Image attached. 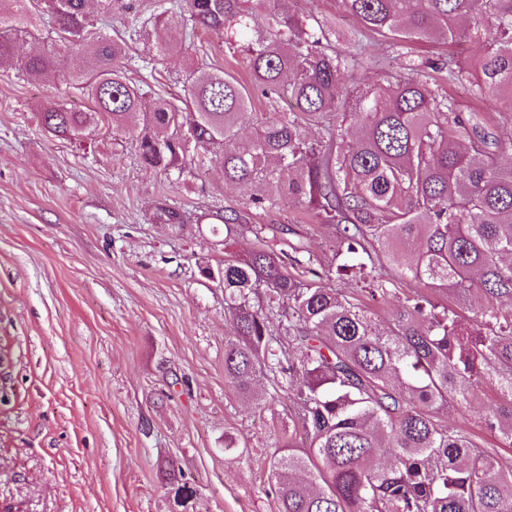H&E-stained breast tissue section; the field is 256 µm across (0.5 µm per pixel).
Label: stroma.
<instances>
[{
  "mask_svg": "<svg viewBox=\"0 0 512 512\" xmlns=\"http://www.w3.org/2000/svg\"><path fill=\"white\" fill-rule=\"evenodd\" d=\"M289 7L343 34L361 27L344 0ZM32 46L17 42L0 65V512H174L173 476L196 489L194 512H277L268 466L297 440L292 402L268 380L257 406L225 379L231 323L203 273L225 254L246 258L252 235L227 241L197 221L250 189L227 187L214 162L187 185L147 172L134 138L102 127L80 144L49 136L41 105L89 101L71 85L76 54L49 80L28 79ZM362 52L363 87L405 64L369 31ZM192 61L249 79L241 52L202 32L158 60L157 98H183ZM161 202L191 223H152ZM255 221L288 227L316 271L335 254V236L297 202Z\"/></svg>",
  "mask_w": 512,
  "mask_h": 512,
  "instance_id": "1",
  "label": "stroma"
}]
</instances>
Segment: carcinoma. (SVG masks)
<instances>
[{
	"mask_svg": "<svg viewBox=\"0 0 512 512\" xmlns=\"http://www.w3.org/2000/svg\"><path fill=\"white\" fill-rule=\"evenodd\" d=\"M93 2L105 16L123 0H0L1 61L21 35L53 46L25 59L33 81L51 77L62 51L84 58L71 84L92 108L41 106L47 133L78 140L102 119L114 136L136 134L146 170H175L185 184L216 159L224 183L263 187L211 214L224 241L249 228L252 210L294 200L333 230L337 255L357 260L326 272L351 278L352 288L304 281L292 271L314 255L300 242L276 249L278 228L256 225L247 259L207 270L235 329L224 340L225 378L260 403V379L279 378L295 400L293 428L306 444L270 460L278 512H512V467L438 417L450 405L470 408L475 390L493 381L499 399L476 413L512 447V160L502 163L512 121L487 126L482 110L434 77L477 84L488 107L512 103V0H345L400 57L409 41L485 43L469 61L411 59L359 88L348 85L357 55L337 49L336 30L292 12L288 0H183L189 36L230 32L251 86L196 67L184 106L160 101L149 111L127 78L134 63L121 42L97 31ZM168 4L156 0L143 22L157 58L182 50L167 36ZM256 92L296 109L254 112ZM349 119L360 130L354 142L344 136ZM246 127L249 139L240 136ZM152 221L181 226L186 217L161 204ZM394 298L385 327L363 303Z\"/></svg>",
	"mask_w": 512,
	"mask_h": 512,
	"instance_id": "obj_1",
	"label": "carcinoma"
}]
</instances>
